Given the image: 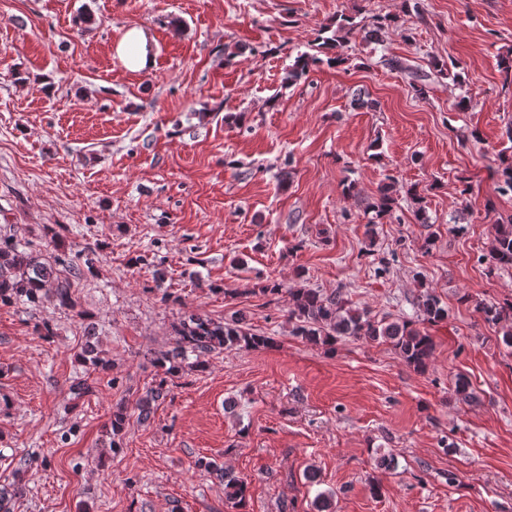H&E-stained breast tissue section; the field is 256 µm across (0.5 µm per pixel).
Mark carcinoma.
Masks as SVG:
<instances>
[{
    "label": "carcinoma",
    "instance_id": "cac0c4a2",
    "mask_svg": "<svg viewBox=\"0 0 512 512\" xmlns=\"http://www.w3.org/2000/svg\"><path fill=\"white\" fill-rule=\"evenodd\" d=\"M355 27L352 18L345 15L337 17L334 24L323 27L318 43L315 44V53L304 52L298 55L288 68L286 82L293 84L305 76L313 66L343 63L345 58L341 48L346 42L347 35ZM384 64L392 70L408 73L409 86L418 97L425 95V87L434 76H448L460 88L467 85V73L456 62L447 65L436 61L431 72L414 71L402 59L393 56L384 59ZM394 205L393 183L390 182L380 188L379 199L371 205L376 222L381 224L391 218ZM487 259L495 266H512V224L496 226ZM87 271H92V265L88 260L85 261L83 268L60 258L54 259L52 263L43 261L28 250L27 246L16 241L12 235L0 233L2 304L23 303L38 306L47 301L59 309H72L76 306L72 288ZM259 292L267 296L288 293L291 335L302 341L321 346L328 352L336 351L338 341L347 337L388 343L407 365L418 372L426 371L434 353L433 339L423 325H434L448 318V309L441 304L438 296L429 290L417 297L416 319H398L391 322L375 318L367 308L353 306L343 298L340 288L324 293L316 288H306L298 284L286 288L282 283L273 282L259 288ZM478 311L488 323H505L503 341L512 346V302L506 306L485 304L480 306ZM174 333L176 340L172 349L159 353L154 359L156 367L162 371V376L156 385L146 390L136 401L135 408L143 421L148 418L151 404L163 396L168 381L177 376L183 362L189 356L200 357L241 348H267L274 344L271 337L251 331L243 314L224 321L190 314L174 327ZM78 358L95 369L108 368V362L100 358L96 342L86 341ZM127 419V407L123 404L118 405L110 418L112 436L121 435ZM205 466L223 479L228 498L239 505L245 503L248 487L239 476L215 461H209ZM21 493L22 480L16 472L14 481L0 488V512H7L6 502Z\"/></svg>",
    "mask_w": 512,
    "mask_h": 512
}]
</instances>
